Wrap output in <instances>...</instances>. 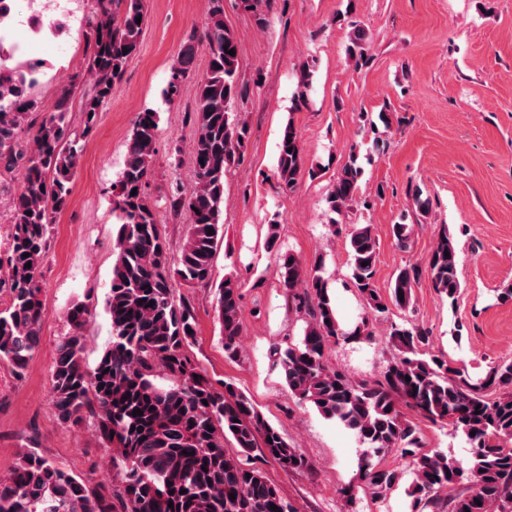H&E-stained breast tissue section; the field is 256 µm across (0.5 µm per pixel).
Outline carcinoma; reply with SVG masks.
Here are the masks:
<instances>
[{"mask_svg":"<svg viewBox=\"0 0 512 512\" xmlns=\"http://www.w3.org/2000/svg\"><path fill=\"white\" fill-rule=\"evenodd\" d=\"M138 17H144L143 0H95L86 18V70L68 77L52 112L41 111L33 85L9 64L10 50L0 43V199L8 200L13 224L9 247L0 257V270H5L0 293L9 297L8 306L0 309V364L19 377L40 347L42 264L50 225L71 193L82 153L79 135L94 128L115 81L139 49L143 24L136 23ZM366 43L365 30L352 24L348 54H364ZM202 44L209 64L196 78L192 142L199 168L190 186L175 180L161 197L165 209L185 215L184 242L170 256L159 205L147 193L159 130L158 113L147 109L136 118L123 167L112 183L118 228L112 280L103 303L111 341L93 367L85 365L83 330L95 307L77 301L67 310L71 332L51 366L58 419L92 422L113 451L120 488L111 492L102 484L93 486L32 446L9 475L0 477V512H292L254 466L251 452L257 448L288 470L304 468L308 461L233 383L225 382L219 390L198 369L188 354L196 330L194 312L189 302L176 298L172 284L175 279L189 286L213 283L214 256L224 232V180L249 133L246 122L232 115L239 95L238 56L228 54L237 43L224 26V0H208L205 30L190 35L181 47L169 70L165 100L173 104L182 98ZM312 82L313 71L303 67L294 109L306 105ZM76 96L80 134L69 106ZM14 171L17 188L1 179ZM363 172L361 147L354 144L326 196L333 214L330 227L348 216ZM313 175L289 122L281 134L277 187L286 194ZM376 252L373 225H355L349 233V277L377 316L388 311V302L374 283ZM276 265L286 297L309 316L302 338L276 349L277 365L299 401L341 423L364 446L360 473L372 494L381 497L402 479L400 470L374 462L398 451L411 458L407 495L413 512H512V361L491 366L484 378L471 382L448 359L424 352L429 342L424 331L402 325L391 332L398 355L382 379L357 382L324 359L326 345L344 332L322 275L323 258L305 269L294 255L279 254ZM456 266V245L444 226L426 270L433 288L451 306L461 288ZM421 273L417 266L401 269L391 285V302L409 307ZM217 310L224 354L234 359L241 349L242 326L239 285L231 274L218 285ZM488 388L498 390L499 396L484 397ZM402 402L432 423L451 424L469 445V458L423 448L418 425L401 415ZM136 409L142 414L133 415ZM228 439L237 452L224 448ZM462 483L468 487L455 490Z\"/></svg>","mask_w":512,"mask_h":512,"instance_id":"carcinoma-1","label":"carcinoma"}]
</instances>
